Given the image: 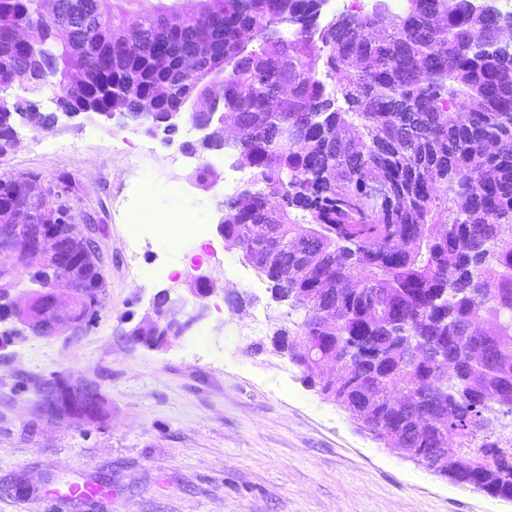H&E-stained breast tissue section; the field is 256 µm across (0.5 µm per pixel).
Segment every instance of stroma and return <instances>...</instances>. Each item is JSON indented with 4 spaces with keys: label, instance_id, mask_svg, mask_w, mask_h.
<instances>
[{
    "label": "stroma",
    "instance_id": "stroma-1",
    "mask_svg": "<svg viewBox=\"0 0 512 512\" xmlns=\"http://www.w3.org/2000/svg\"><path fill=\"white\" fill-rule=\"evenodd\" d=\"M17 131L0 177L34 174L44 189L71 177L75 222L97 242L108 288L92 327L43 337L16 322L0 344V512H512L378 444L273 350L288 306L218 234L227 195L200 187L199 158L179 151L198 138L189 123L172 146L99 117ZM139 207L168 224L130 239ZM151 264L162 271L143 282ZM200 274L215 287L205 298ZM163 290L183 332L132 339ZM54 374L95 380L106 415L39 412Z\"/></svg>",
    "mask_w": 512,
    "mask_h": 512
}]
</instances>
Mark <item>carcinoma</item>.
<instances>
[{
    "mask_svg": "<svg viewBox=\"0 0 512 512\" xmlns=\"http://www.w3.org/2000/svg\"><path fill=\"white\" fill-rule=\"evenodd\" d=\"M36 2L0 0V84L27 58L6 30ZM121 2L138 0H54L80 19L55 29L61 93L91 112L143 106L146 123L164 126L172 108L210 94L183 74L185 56L224 55L217 108L234 114L249 171L224 205V242L249 261L278 254L263 275L301 313L274 332L286 338L278 348L383 447L400 440L423 467L446 451L465 468L443 477L512 500V439L495 434L512 417V38L493 36L512 32V12L497 0H406L321 26L325 0H199V34L174 23L182 0L134 14ZM16 116L0 107V152ZM36 179L1 177L4 203L37 213L79 257L65 289L88 324L87 240L53 197L28 194ZM195 179L209 187L218 173L203 162ZM341 358L338 382L325 363ZM442 359L457 367L443 380ZM65 382L42 388L55 389L43 412L93 406L96 382Z\"/></svg>",
    "mask_w": 512,
    "mask_h": 512,
    "instance_id": "carcinoma-1",
    "label": "carcinoma"
}]
</instances>
